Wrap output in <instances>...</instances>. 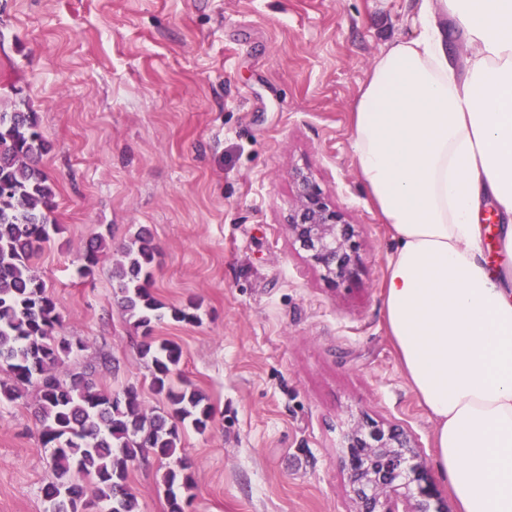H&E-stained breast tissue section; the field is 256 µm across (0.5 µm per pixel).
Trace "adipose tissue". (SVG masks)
Instances as JSON below:
<instances>
[{
	"mask_svg": "<svg viewBox=\"0 0 512 512\" xmlns=\"http://www.w3.org/2000/svg\"><path fill=\"white\" fill-rule=\"evenodd\" d=\"M464 32L455 57L439 16ZM351 121L359 178L395 248L385 326L434 423L458 512H512V273L483 247L481 208L512 254V0H419Z\"/></svg>",
	"mask_w": 512,
	"mask_h": 512,
	"instance_id": "obj_1",
	"label": "adipose tissue"
}]
</instances>
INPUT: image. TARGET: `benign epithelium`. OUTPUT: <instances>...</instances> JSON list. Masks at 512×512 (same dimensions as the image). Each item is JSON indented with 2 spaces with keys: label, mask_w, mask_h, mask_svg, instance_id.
<instances>
[{
  "label": "benign epithelium",
  "mask_w": 512,
  "mask_h": 512,
  "mask_svg": "<svg viewBox=\"0 0 512 512\" xmlns=\"http://www.w3.org/2000/svg\"><path fill=\"white\" fill-rule=\"evenodd\" d=\"M294 209L288 230L309 260L331 284L359 274V225L330 204L310 174L296 169ZM348 473L357 512H432L435 491L422 465L415 463L413 436L399 425L347 435Z\"/></svg>",
  "instance_id": "1"
}]
</instances>
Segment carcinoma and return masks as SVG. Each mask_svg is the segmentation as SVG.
I'll use <instances>...</instances> for the list:
<instances>
[{
    "label": "carcinoma",
    "mask_w": 512,
    "mask_h": 512,
    "mask_svg": "<svg viewBox=\"0 0 512 512\" xmlns=\"http://www.w3.org/2000/svg\"><path fill=\"white\" fill-rule=\"evenodd\" d=\"M45 149L36 114L0 112V400L15 401L27 386L36 388L41 438L52 445L56 479L42 488L48 512H139L128 485L129 469L152 455L164 464L162 475L169 512H184L195 487L192 465L179 444L184 429L203 434L213 410L187 383L174 384L183 351L175 343H156L152 324L164 318L148 288L157 254L150 234L140 231L123 247L124 260L112 268V287L133 327L143 334L138 353L151 367V388L167 411L147 417L136 385L106 391L83 375L70 382L57 370L82 344L56 335L60 302L47 293L30 259L60 231L49 214L53 184L33 165ZM93 236L82 256L88 274L106 249ZM91 498H86V493Z\"/></svg>",
    "instance_id": "1"
}]
</instances>
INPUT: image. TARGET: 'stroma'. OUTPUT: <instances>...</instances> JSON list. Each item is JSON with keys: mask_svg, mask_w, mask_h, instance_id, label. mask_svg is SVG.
Listing matches in <instances>:
<instances>
[{"mask_svg": "<svg viewBox=\"0 0 512 512\" xmlns=\"http://www.w3.org/2000/svg\"><path fill=\"white\" fill-rule=\"evenodd\" d=\"M415 0H0V110L36 113L54 183L51 235L31 260L61 300L60 370L98 388H150L112 267L140 229L157 247L150 291L200 320L155 322L215 412L181 446L186 512H356L343 446L355 425L410 430L441 512L433 427L386 333L393 245L355 166L350 118ZM359 224L362 271L330 285L288 232L295 169ZM108 249L80 272L86 242ZM110 356L105 368L102 356ZM37 396L0 403V512H45L52 450ZM155 457L129 471L139 512H168Z\"/></svg>", "mask_w": 512, "mask_h": 512, "instance_id": "obj_1", "label": "stroma"}]
</instances>
